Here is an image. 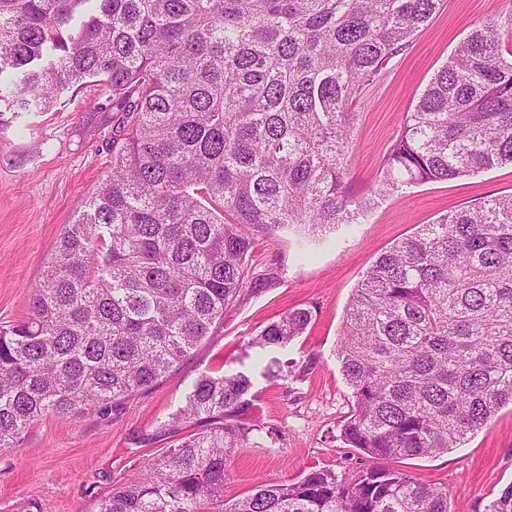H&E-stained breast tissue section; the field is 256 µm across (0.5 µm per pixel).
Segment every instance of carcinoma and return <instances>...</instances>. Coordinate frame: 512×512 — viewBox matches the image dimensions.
<instances>
[{
    "mask_svg": "<svg viewBox=\"0 0 512 512\" xmlns=\"http://www.w3.org/2000/svg\"><path fill=\"white\" fill-rule=\"evenodd\" d=\"M92 4L79 26L74 17ZM442 0H0L5 112L50 111L95 83L112 171L66 227L27 316L0 326V449L48 414L130 398L181 363L251 287L249 233L321 239L375 199L512 166V9L476 24L406 113L371 192L348 176L354 103ZM314 319L299 307L253 346L285 378ZM352 391L343 443L371 459L445 454L512 405V193L420 224L365 271L336 350ZM243 371L200 376L172 420L206 418L112 489L98 512H452L448 489L369 466L224 498ZM485 512H512V485Z\"/></svg>",
    "mask_w": 512,
    "mask_h": 512,
    "instance_id": "carcinoma-1",
    "label": "carcinoma"
}]
</instances>
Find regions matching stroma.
Listing matches in <instances>:
<instances>
[{
	"instance_id": "35a3bbf8",
	"label": "stroma",
	"mask_w": 512,
	"mask_h": 512,
	"mask_svg": "<svg viewBox=\"0 0 512 512\" xmlns=\"http://www.w3.org/2000/svg\"><path fill=\"white\" fill-rule=\"evenodd\" d=\"M511 3L444 0L381 79L363 91L349 174L352 192H367L374 184L405 113L459 42L477 22ZM96 93L93 87L66 92L47 112L0 114V326L27 315L32 288L42 282L54 246L112 169V119L92 111ZM511 192L512 167L506 165L425 182L404 197H383L367 223L319 243L289 231L257 238L251 287L186 360L130 400L78 416H45L25 431L18 447L0 450V512H96L100 498L182 437L170 417L204 373H252L254 399L244 419L266 432L260 443L232 450L226 497L314 469H358L360 453L339 439L351 390L335 355L354 287L382 252L417 225ZM305 306L314 307L315 316L289 350L297 371L285 379L264 378L253 339L268 323ZM382 465L447 487L454 512H484L512 484V406L451 452L386 459Z\"/></svg>"
}]
</instances>
